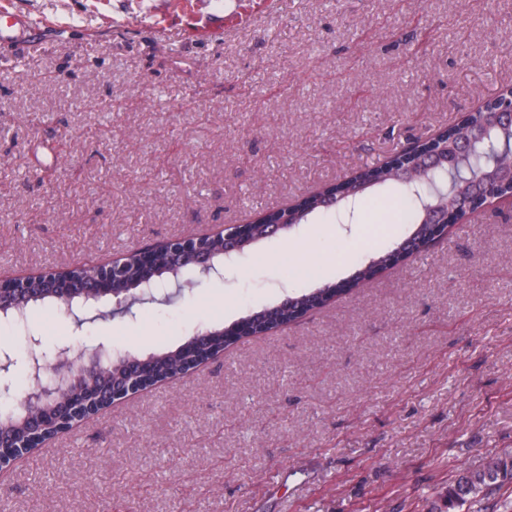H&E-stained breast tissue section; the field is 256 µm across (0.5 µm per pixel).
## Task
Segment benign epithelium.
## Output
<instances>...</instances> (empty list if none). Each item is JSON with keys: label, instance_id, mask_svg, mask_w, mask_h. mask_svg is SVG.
Segmentation results:
<instances>
[{"label": "benign epithelium", "instance_id": "1", "mask_svg": "<svg viewBox=\"0 0 512 512\" xmlns=\"http://www.w3.org/2000/svg\"><path fill=\"white\" fill-rule=\"evenodd\" d=\"M496 98L497 106L484 112V122L469 126L462 138L445 141L436 149L426 152L416 149L415 142L402 148V153L414 156V165L393 169V179L410 183L434 169L446 166L448 170L454 171L488 139L490 130L512 133V89H507L506 97L498 94ZM507 183L512 185V162L494 161L491 177L469 182L464 210H470L475 199L483 203L482 208L476 211L478 215L500 202L507 201L512 205V191L500 190V185ZM263 221L264 231L259 236L261 240L292 230L296 226L297 215L286 207L265 214ZM422 223L437 229V236L441 237L448 231V212L428 202L423 207ZM248 227L247 223L229 224L216 233V237L222 238L226 244L222 252L224 258L220 260L214 258L206 244V236L178 238L138 248L135 250L137 264L149 275L133 282L132 287L120 293L112 288V283L126 265V261L121 258L95 267L89 276L76 275L69 269L61 273L48 271L31 276L0 278V317H4L6 310L15 306L14 300L23 296L31 299L40 296V293L30 288L31 284L40 281L54 283L50 295L61 302L66 314L74 316L78 304H96L110 299L113 305L121 307L131 297L160 290L166 286L168 278L181 273L184 257L190 254L197 257L196 268L199 273L205 276L219 275L224 269V263L232 262L233 257L242 253L243 247L248 244ZM17 321L23 323L29 352L22 359L13 350L0 348V398L11 399L15 408L14 414L0 416L1 448L18 446L17 439L22 433L34 440L32 447H39L115 402L160 383L158 379L153 383L142 380L141 372L146 359L139 355L115 351L103 343L91 349L63 346L47 351L42 348L38 334L25 323L24 317L18 316ZM217 338L224 339V327L202 330L182 345V350L197 354L191 369L195 370L215 357L224 355L222 350L216 353L209 348ZM113 359L119 361V374L112 378V384L99 387L86 385L87 379L105 368ZM20 365L26 368L31 382L30 389L22 395L12 390L10 381L11 370Z\"/></svg>", "mask_w": 512, "mask_h": 512}]
</instances>
